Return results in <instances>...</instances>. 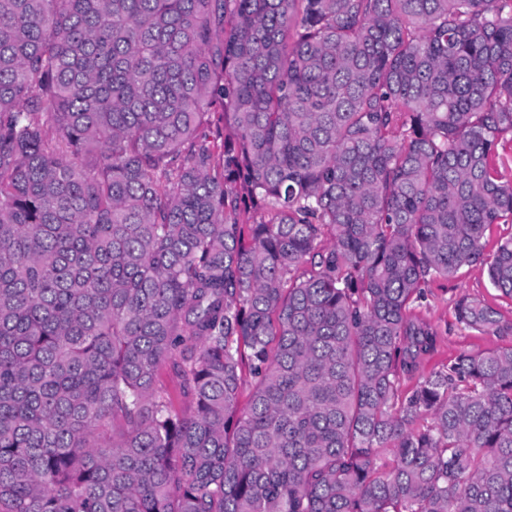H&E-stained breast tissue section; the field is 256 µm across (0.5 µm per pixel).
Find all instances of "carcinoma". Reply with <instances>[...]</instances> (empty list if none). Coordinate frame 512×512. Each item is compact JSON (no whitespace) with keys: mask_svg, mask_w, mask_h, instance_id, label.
Returning <instances> with one entry per match:
<instances>
[{"mask_svg":"<svg viewBox=\"0 0 512 512\" xmlns=\"http://www.w3.org/2000/svg\"><path fill=\"white\" fill-rule=\"evenodd\" d=\"M505 143L512 0H0V512H512ZM484 299L497 308L503 319L512 322V300L501 296L489 282L487 267L481 264L463 266L450 280L434 279L423 286L414 304V312L435 326L439 332L433 351L422 361L417 376L427 378L448 370L457 356L489 348L512 346V334L484 336L464 329L455 319L454 302L461 294ZM157 386L165 388L175 399L176 407L183 411H190L191 403L189 399L181 396L182 379L180 375L169 365L162 364L159 366L155 376Z\"/></svg>","mask_w":512,"mask_h":512,"instance_id":"cac0c4a2","label":"carcinoma"}]
</instances>
